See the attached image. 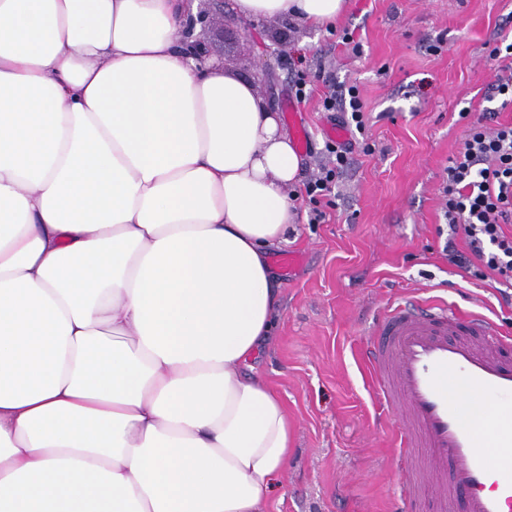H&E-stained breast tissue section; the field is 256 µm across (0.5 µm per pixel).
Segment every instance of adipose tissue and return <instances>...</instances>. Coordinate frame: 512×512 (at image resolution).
Here are the masks:
<instances>
[{
  "label": "adipose tissue",
  "instance_id": "1",
  "mask_svg": "<svg viewBox=\"0 0 512 512\" xmlns=\"http://www.w3.org/2000/svg\"><path fill=\"white\" fill-rule=\"evenodd\" d=\"M319 27L346 0H233ZM195 0H0V512H267L250 376L297 211L277 112L184 55Z\"/></svg>",
  "mask_w": 512,
  "mask_h": 512
}]
</instances>
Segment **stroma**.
Listing matches in <instances>:
<instances>
[{"mask_svg": "<svg viewBox=\"0 0 512 512\" xmlns=\"http://www.w3.org/2000/svg\"><path fill=\"white\" fill-rule=\"evenodd\" d=\"M262 24L268 46L288 36L265 97L275 112L291 100L292 80L321 64L336 84L358 85L368 117L364 133H347L359 147L325 223H310L308 200L295 199L287 248L301 260L272 267L281 292L276 333L253 367L286 404L294 439L269 512H389L400 492L399 422L381 413L361 359L373 319L402 295L436 296L482 312L512 336V296L495 278L449 263L439 193L468 121L488 108L508 63L493 50L512 43V0H348L331 28ZM346 33L352 44L343 43ZM202 37L228 73L263 84L232 9L215 14ZM324 89L315 80L296 106L309 134L299 153L304 180L325 163L335 124L319 109Z\"/></svg>", "mask_w": 512, "mask_h": 512, "instance_id": "stroma-1", "label": "stroma"}]
</instances>
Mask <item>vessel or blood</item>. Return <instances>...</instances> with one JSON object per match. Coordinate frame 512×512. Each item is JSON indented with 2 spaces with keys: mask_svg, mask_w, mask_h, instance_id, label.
<instances>
[{
  "mask_svg": "<svg viewBox=\"0 0 512 512\" xmlns=\"http://www.w3.org/2000/svg\"><path fill=\"white\" fill-rule=\"evenodd\" d=\"M364 357L400 422L391 512H512V339L496 322L408 294L375 319Z\"/></svg>",
  "mask_w": 512,
  "mask_h": 512,
  "instance_id": "vessel-or-blood-1",
  "label": "vessel or blood"
}]
</instances>
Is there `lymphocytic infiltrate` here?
I'll return each mask as SVG.
<instances>
[{"instance_id":"1","label":"lymphocytic infiltrate","mask_w":512,"mask_h":512,"mask_svg":"<svg viewBox=\"0 0 512 512\" xmlns=\"http://www.w3.org/2000/svg\"><path fill=\"white\" fill-rule=\"evenodd\" d=\"M322 109L338 114L355 130L365 127L363 102L357 86L329 85ZM494 109L481 121L469 123L464 147L449 157L441 183L443 217L451 236L446 243L448 259L460 267L478 264L499 281L512 285V124H495ZM329 163L312 175L304 190L312 210L309 221L324 223L321 208L330 198L336 180L350 163L353 146L348 142L326 145ZM463 237L466 250H458L456 237Z\"/></svg>"}]
</instances>
